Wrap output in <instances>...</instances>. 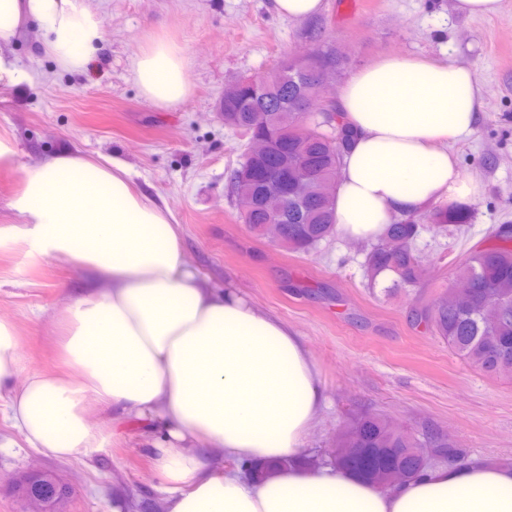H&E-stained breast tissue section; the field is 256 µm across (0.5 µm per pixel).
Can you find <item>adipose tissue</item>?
<instances>
[{
    "label": "adipose tissue",
    "mask_w": 512,
    "mask_h": 512,
    "mask_svg": "<svg viewBox=\"0 0 512 512\" xmlns=\"http://www.w3.org/2000/svg\"><path fill=\"white\" fill-rule=\"evenodd\" d=\"M32 22L63 72L85 73L102 47L105 21L91 0H0V43ZM187 69L180 44L153 38L131 74L145 99L167 108L191 95ZM340 103L356 133L335 198L344 237L374 240L395 214L478 196L448 150L480 119L470 66L385 57L347 82ZM0 167L21 171L0 243L92 278L59 311L63 370L29 369L16 326L0 322V414L28 447L92 456L130 421L163 512H512V465L435 467L385 488L310 465L308 437L327 395L301 337L236 289L209 287L172 211L139 189L125 162L71 151L23 166L0 134ZM217 455L269 470L255 483L213 464Z\"/></svg>",
    "instance_id": "adipose-tissue-1"
}]
</instances>
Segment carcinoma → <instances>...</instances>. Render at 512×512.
<instances>
[{
    "mask_svg": "<svg viewBox=\"0 0 512 512\" xmlns=\"http://www.w3.org/2000/svg\"><path fill=\"white\" fill-rule=\"evenodd\" d=\"M315 62L305 66L280 64L268 74L264 86L256 87L244 78L224 90V124L238 130L250 141L269 132L288 133L302 144L300 171H311L314 179L304 197L296 202L288 197V221L276 223L268 201L263 177L271 170V159L263 153L243 152L238 167H250L251 182L229 177L230 190L243 223L257 237L273 242L284 239L288 250L309 254L321 242L336 234L335 199L325 195L321 182L327 173L342 166L352 131L339 108L335 117L306 114L292 109V100L313 90L321 72L340 73L344 59L335 45L318 44ZM473 208L452 201L430 205L416 213L393 216L384 234L365 255L364 267L371 286L384 285V292L419 288L426 278L421 255L415 248L423 226L430 224L444 232L460 230L472 222ZM493 242L472 251L460 265L457 276L473 285L470 296L454 301L443 292L432 303L415 309L416 321L430 328L472 367L488 375L512 374V226L502 225L492 232ZM430 448L433 457L460 464L463 445L441 431L430 428L421 434L395 435L386 418L364 415L356 418L338 437L333 464L345 467L360 478L382 487L406 481L428 468L417 463L406 449ZM24 498L48 502L51 512H63L69 491L58 477L23 483Z\"/></svg>",
    "mask_w": 512,
    "mask_h": 512,
    "instance_id": "cac0c4a2",
    "label": "carcinoma"
}]
</instances>
